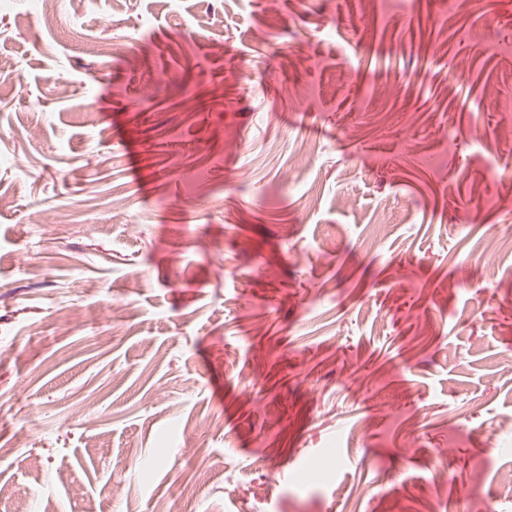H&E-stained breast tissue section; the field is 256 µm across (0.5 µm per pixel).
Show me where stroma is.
Returning <instances> with one entry per match:
<instances>
[{
    "instance_id": "1",
    "label": "stroma",
    "mask_w": 512,
    "mask_h": 512,
    "mask_svg": "<svg viewBox=\"0 0 512 512\" xmlns=\"http://www.w3.org/2000/svg\"><path fill=\"white\" fill-rule=\"evenodd\" d=\"M56 11L0 0V512H512V0ZM503 252L512 253V234L510 232L495 237L482 252L488 270H495L496 259Z\"/></svg>"
}]
</instances>
